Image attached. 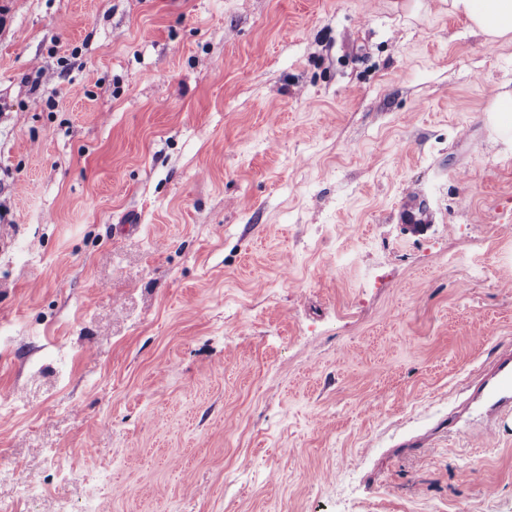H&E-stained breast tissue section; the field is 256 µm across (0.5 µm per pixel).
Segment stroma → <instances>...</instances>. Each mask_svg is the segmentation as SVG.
I'll return each mask as SVG.
<instances>
[{
    "mask_svg": "<svg viewBox=\"0 0 512 512\" xmlns=\"http://www.w3.org/2000/svg\"><path fill=\"white\" fill-rule=\"evenodd\" d=\"M511 90L448 0H0V506L512 512ZM399 220L403 224H429L431 211L426 198L418 191L405 195L399 210ZM486 416L512 414V358L500 362L491 381H485L478 389Z\"/></svg>",
    "mask_w": 512,
    "mask_h": 512,
    "instance_id": "obj_1",
    "label": "stroma"
}]
</instances>
